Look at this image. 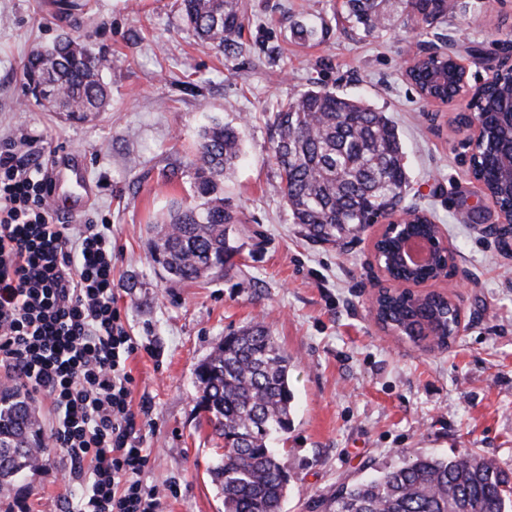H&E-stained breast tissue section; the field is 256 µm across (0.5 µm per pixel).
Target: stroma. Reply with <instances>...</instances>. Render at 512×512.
Instances as JSON below:
<instances>
[{"label": "stroma", "instance_id": "35a3bbf8", "mask_svg": "<svg viewBox=\"0 0 512 512\" xmlns=\"http://www.w3.org/2000/svg\"><path fill=\"white\" fill-rule=\"evenodd\" d=\"M87 3L69 13L59 0H0V141L28 132L86 155L93 195L78 215L55 218L112 226L118 306L140 345L127 362L132 404L148 407L140 428L151 455L141 479L163 492V512H224L194 370L228 333L256 322L294 359L295 411L279 443L289 475L283 512H323V494L406 456L475 451L512 472V250L483 230L497 213L470 175L458 107L424 101L405 74L423 40L408 0H395L385 29L369 34L348 29L341 0H241L245 28L229 54L197 44L180 0ZM448 4L426 40L456 52L477 82L488 61L512 51V0ZM304 19L328 28L302 42L293 29ZM67 33L111 62L108 107L80 120L48 111L23 80L30 51ZM316 83L397 126L411 177L403 205L433 215L457 269L425 285L461 307L464 329L448 348L376 324L378 225L315 244L276 192L269 116ZM214 119L243 132V159L224 183L245 219L240 252L221 279L172 283L152 261L150 228L172 201L190 203L189 162ZM64 464L61 449H47L0 501L65 512L81 491L59 481ZM173 482L175 497L166 493Z\"/></svg>", "mask_w": 512, "mask_h": 512}]
</instances>
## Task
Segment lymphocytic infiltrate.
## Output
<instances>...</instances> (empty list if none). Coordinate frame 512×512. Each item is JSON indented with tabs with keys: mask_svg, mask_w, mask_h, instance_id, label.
Listing matches in <instances>:
<instances>
[{
	"mask_svg": "<svg viewBox=\"0 0 512 512\" xmlns=\"http://www.w3.org/2000/svg\"><path fill=\"white\" fill-rule=\"evenodd\" d=\"M34 135L0 144V369L47 398V447L61 481L82 486L72 512H163L141 474L144 448L127 361L138 344L113 291L112 229L54 221V150Z\"/></svg>",
	"mask_w": 512,
	"mask_h": 512,
	"instance_id": "obj_1",
	"label": "lymphocytic infiltrate"
}]
</instances>
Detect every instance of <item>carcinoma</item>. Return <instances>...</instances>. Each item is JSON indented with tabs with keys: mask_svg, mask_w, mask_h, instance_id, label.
I'll use <instances>...</instances> for the list:
<instances>
[{
	"mask_svg": "<svg viewBox=\"0 0 512 512\" xmlns=\"http://www.w3.org/2000/svg\"><path fill=\"white\" fill-rule=\"evenodd\" d=\"M428 25L448 12V0H410ZM391 0H343L350 28L377 29ZM181 11L202 45L232 51L244 26L238 0H181ZM109 61L93 53L74 34L33 49L25 63L27 84L41 91L56 112L83 119L101 111L110 90L103 78ZM512 85V73L479 99L476 111ZM271 150L280 170L277 191L292 222L315 242L334 243L364 229L401 203L409 187L403 147L395 125L360 100L322 87L302 90L273 115ZM242 155L238 126L214 122L200 133L190 160L195 203L177 204L154 225L151 255L170 280L184 283L224 276L237 253L235 226L240 212L224 198V178ZM397 243L379 249L392 274L424 280L446 273L391 265ZM378 319L412 342L435 332L440 347L454 339L450 301L432 294L396 293L377 301ZM292 359L263 325L224 340L195 368V386L205 420L219 441L210 467L224 497V512H282L288 471L277 435L288 432L295 395ZM42 430L26 401L0 392V488L36 469L34 451ZM325 512H512V477L475 452L454 458L416 455L379 476L341 485L322 497Z\"/></svg>",
	"mask_w": 512,
	"mask_h": 512,
	"instance_id": "cac0c4a2",
	"label": "carcinoma"
}]
</instances>
